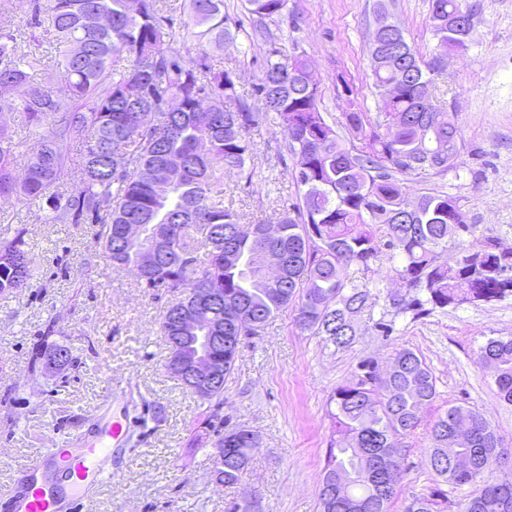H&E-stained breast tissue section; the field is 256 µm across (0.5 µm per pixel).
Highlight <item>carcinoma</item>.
<instances>
[{"mask_svg": "<svg viewBox=\"0 0 512 512\" xmlns=\"http://www.w3.org/2000/svg\"><path fill=\"white\" fill-rule=\"evenodd\" d=\"M259 21L280 16L288 0H246ZM169 0H27L25 26L33 49L19 51L14 30L0 23V92L10 94V111L35 135L29 146L0 123V197L22 203L43 199L52 224H100L112 264L136 271L147 288L200 294L205 319L224 336L215 352L222 378L235 369L243 340L275 314L294 307L300 329L348 348L370 298L367 283L351 269L387 265L405 294L389 297L395 314L418 318L435 309L487 304L512 298V246L488 237L466 241L468 224L461 199L431 188L410 197L408 182L458 168L464 141L456 113L433 102V75L440 56L425 59L389 19L382 47L369 59L374 93L383 111L353 107L342 124L355 137L340 136L319 108V80L306 59H275L269 50L251 99L237 90L234 73L216 67L207 45L235 42L242 26L224 18V0H189L175 19ZM469 0H430L438 43L464 50L473 28ZM58 51L56 67L66 98L41 76L46 55ZM125 62L122 67L116 66ZM274 115L292 160V177L303 190L302 206L278 222L268 239L260 225L244 224L224 204V177L251 181V128ZM83 154L71 159L75 144ZM70 166V186L56 188ZM143 224L158 237L157 260L139 272V255L127 247L124 227ZM0 240V293L27 287L34 270L16 277L27 259L21 234ZM281 255L274 278L260 276L262 254ZM449 250L438 261V250ZM163 314L162 334L169 362L181 350L177 330ZM46 365L75 366L66 346L40 349ZM477 363L491 371L500 397L512 405V336L491 337L477 351ZM219 411L224 386L195 391ZM433 376L409 348L396 351L390 368L370 360L338 386L330 402L333 432L319 491L320 512H388L402 479L397 457L401 441L419 425L435 398ZM213 442L212 475L226 486L239 480L253 447L244 433L219 460ZM430 465L445 482L470 486L457 512H512V468L487 463L507 451L497 429L476 410L453 406L431 430ZM472 460L475 473L461 480L452 463ZM500 478L487 479L494 472ZM437 490L415 498L405 512H439Z\"/></svg>", "mask_w": 512, "mask_h": 512, "instance_id": "cac0c4a2", "label": "carcinoma"}]
</instances>
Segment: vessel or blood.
<instances>
[{
    "mask_svg": "<svg viewBox=\"0 0 512 512\" xmlns=\"http://www.w3.org/2000/svg\"><path fill=\"white\" fill-rule=\"evenodd\" d=\"M129 428L127 419L115 418L80 450L56 448L15 466L7 489L14 512H81L92 491L111 485L103 459L124 445Z\"/></svg>",
    "mask_w": 512,
    "mask_h": 512,
    "instance_id": "vessel-or-blood-1",
    "label": "vessel or blood"
}]
</instances>
